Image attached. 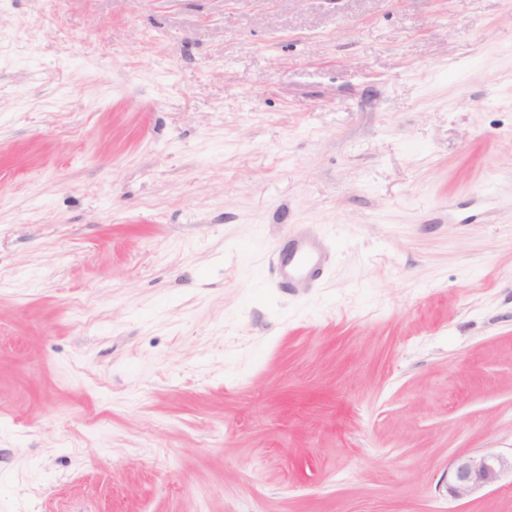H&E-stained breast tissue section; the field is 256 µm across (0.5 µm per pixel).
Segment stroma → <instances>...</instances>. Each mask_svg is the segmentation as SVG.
<instances>
[{
	"label": "stroma",
	"instance_id": "1",
	"mask_svg": "<svg viewBox=\"0 0 512 512\" xmlns=\"http://www.w3.org/2000/svg\"><path fill=\"white\" fill-rule=\"evenodd\" d=\"M486 448L512 0H0V512H512ZM281 265L288 272L293 283L312 277L318 270V256L312 246L304 240H295L288 246V253L282 255ZM506 473L512 476V454L485 450L458 457L448 470V493L454 499L471 497L497 484Z\"/></svg>",
	"mask_w": 512,
	"mask_h": 512
}]
</instances>
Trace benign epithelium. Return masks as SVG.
<instances>
[{
	"label": "benign epithelium",
	"instance_id": "benign-epithelium-1",
	"mask_svg": "<svg viewBox=\"0 0 512 512\" xmlns=\"http://www.w3.org/2000/svg\"><path fill=\"white\" fill-rule=\"evenodd\" d=\"M512 474V456L494 450L456 458L448 470V493L454 499L471 497Z\"/></svg>",
	"mask_w": 512,
	"mask_h": 512
}]
</instances>
